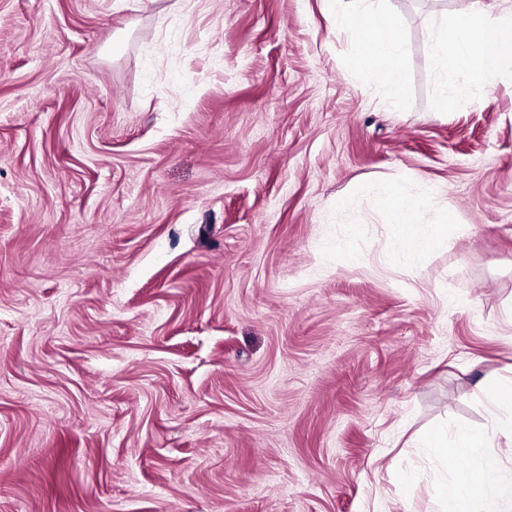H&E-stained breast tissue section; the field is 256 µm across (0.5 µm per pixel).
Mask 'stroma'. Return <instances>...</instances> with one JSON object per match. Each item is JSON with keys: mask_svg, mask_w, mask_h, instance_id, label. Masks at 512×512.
Segmentation results:
<instances>
[{"mask_svg": "<svg viewBox=\"0 0 512 512\" xmlns=\"http://www.w3.org/2000/svg\"><path fill=\"white\" fill-rule=\"evenodd\" d=\"M462 5L386 0L387 106L327 0H0V512H438L420 435L512 416V70L438 113ZM384 180L461 232L387 266ZM481 391L491 405L500 407L509 404L512 407V384L484 381L481 384Z\"/></svg>", "mask_w": 512, "mask_h": 512, "instance_id": "obj_1", "label": "stroma"}]
</instances>
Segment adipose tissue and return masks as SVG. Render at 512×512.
<instances>
[{
	"instance_id": "obj_1",
	"label": "adipose tissue",
	"mask_w": 512,
	"mask_h": 512,
	"mask_svg": "<svg viewBox=\"0 0 512 512\" xmlns=\"http://www.w3.org/2000/svg\"><path fill=\"white\" fill-rule=\"evenodd\" d=\"M337 30L355 35L357 47L348 60L351 71L372 70L383 84L390 102L407 93L404 79V51L392 18L378 0H335ZM437 66L450 81L440 94L438 109L446 112L468 98L473 89L488 84L502 69L512 66V5L489 12L482 0H467L455 17L452 32H440L435 40ZM428 197L408 195L398 184L382 183L376 190V203L390 224L394 238L413 252L432 250L458 229L455 222L440 218L423 224L418 216ZM425 447L453 462L465 456L466 470L443 482L440 491L442 512H502L498 496L486 487L491 471L502 468L504 456L512 455V420L489 430L459 428L454 438L430 432Z\"/></svg>"
}]
</instances>
